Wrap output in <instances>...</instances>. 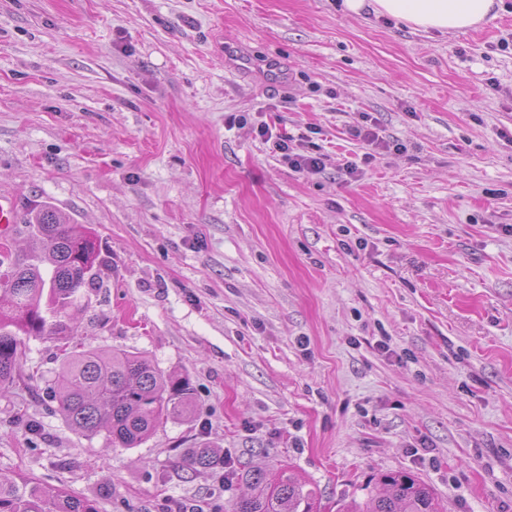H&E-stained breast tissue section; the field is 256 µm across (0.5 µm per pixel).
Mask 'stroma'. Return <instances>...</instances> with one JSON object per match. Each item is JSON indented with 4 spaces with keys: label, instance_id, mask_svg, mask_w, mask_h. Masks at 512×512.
<instances>
[{
    "label": "stroma",
    "instance_id": "stroma-1",
    "mask_svg": "<svg viewBox=\"0 0 512 512\" xmlns=\"http://www.w3.org/2000/svg\"><path fill=\"white\" fill-rule=\"evenodd\" d=\"M453 34L339 0H0V194L95 235L70 346L149 357L196 410L86 438L30 337L0 394V475L99 512H231L223 470L317 486L320 512L409 473L446 512H512V0ZM244 43L252 69L224 66ZM277 60L287 71L261 75ZM366 119L375 142L354 138ZM317 147L298 170L255 129ZM372 154L357 178L346 159ZM388 352H380L378 342ZM188 456L191 468L196 471L224 468V454L219 453L215 448L201 445L199 448H192Z\"/></svg>",
    "mask_w": 512,
    "mask_h": 512
}]
</instances>
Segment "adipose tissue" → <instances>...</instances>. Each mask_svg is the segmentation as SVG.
Here are the masks:
<instances>
[{
	"label": "adipose tissue",
	"mask_w": 512,
	"mask_h": 512,
	"mask_svg": "<svg viewBox=\"0 0 512 512\" xmlns=\"http://www.w3.org/2000/svg\"><path fill=\"white\" fill-rule=\"evenodd\" d=\"M345 12L366 11L424 31L454 33L474 29L496 8L495 0H343Z\"/></svg>",
	"instance_id": "adipose-tissue-1"
}]
</instances>
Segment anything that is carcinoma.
I'll return each mask as SVG.
<instances>
[{"mask_svg": "<svg viewBox=\"0 0 512 512\" xmlns=\"http://www.w3.org/2000/svg\"><path fill=\"white\" fill-rule=\"evenodd\" d=\"M16 234H30L42 249L0 262V393L10 390L26 356V336H61L75 326L63 320L81 290L94 284L99 257L94 235L69 224L46 204ZM64 420L83 436L101 431L124 448H135L161 424L194 411L188 382L176 380L150 359L124 350L64 351L60 382L50 393ZM196 471L224 467V455L201 445L189 452ZM237 479L251 488L233 512H317V493L282 472L272 481L258 469ZM386 493L353 512H443L426 483L403 472L381 476ZM0 512H98L95 502L71 490H48L33 477L0 479Z\"/></svg>", "mask_w": 512, "mask_h": 512, "instance_id": "carcinoma-1", "label": "carcinoma"}]
</instances>
